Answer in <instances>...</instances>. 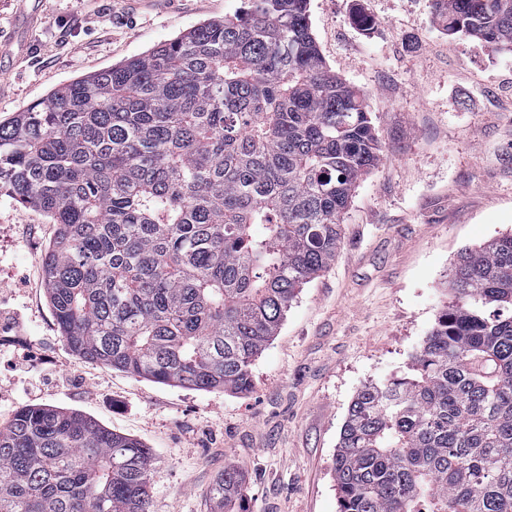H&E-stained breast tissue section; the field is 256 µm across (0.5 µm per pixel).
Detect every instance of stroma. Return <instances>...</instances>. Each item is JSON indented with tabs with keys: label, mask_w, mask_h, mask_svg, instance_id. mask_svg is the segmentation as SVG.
<instances>
[{
	"label": "stroma",
	"mask_w": 512,
	"mask_h": 512,
	"mask_svg": "<svg viewBox=\"0 0 512 512\" xmlns=\"http://www.w3.org/2000/svg\"><path fill=\"white\" fill-rule=\"evenodd\" d=\"M242 0H37L27 26L0 0L25 56L0 58V123L52 90L138 56ZM329 68L366 95L382 159L358 183L335 262L306 285L253 365L244 395L139 379L77 357L48 303L43 260L57 226L0 196V425L23 406L77 411L154 452L152 512H212L226 464L248 475L245 512H337L332 459L356 391L402 374L433 327L459 252L512 233V54L447 36L432 0H309ZM23 288H14L19 274ZM32 352L27 392L10 355Z\"/></svg>",
	"instance_id": "obj_1"
}]
</instances>
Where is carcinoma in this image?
<instances>
[{
  "mask_svg": "<svg viewBox=\"0 0 512 512\" xmlns=\"http://www.w3.org/2000/svg\"><path fill=\"white\" fill-rule=\"evenodd\" d=\"M446 34L512 50V0H433ZM308 0H243L0 123V195L49 215L44 282L77 356L243 394L302 288L336 260L381 159L365 95L328 69ZM407 371L362 386L338 512H512V233L460 253ZM151 449L67 409L0 425V512H152ZM246 472L227 465L223 509Z\"/></svg>",
  "mask_w": 512,
  "mask_h": 512,
  "instance_id": "obj_1",
  "label": "carcinoma"
}]
</instances>
